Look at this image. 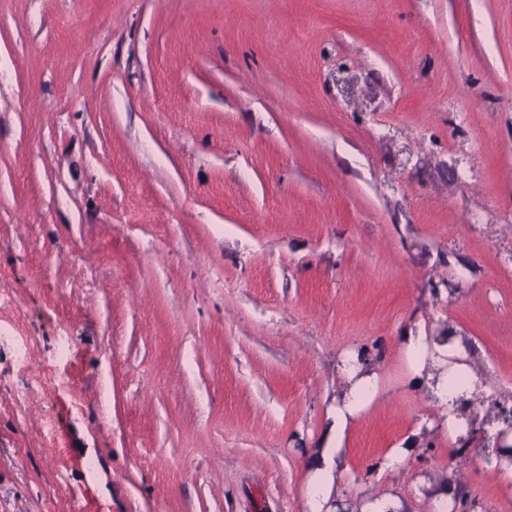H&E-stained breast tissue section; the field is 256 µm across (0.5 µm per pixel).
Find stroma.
<instances>
[{
  "label": "stroma",
  "mask_w": 512,
  "mask_h": 512,
  "mask_svg": "<svg viewBox=\"0 0 512 512\" xmlns=\"http://www.w3.org/2000/svg\"><path fill=\"white\" fill-rule=\"evenodd\" d=\"M1 290L0 512H307L357 348L343 512L416 427L406 512H512L398 343L512 404V0H0ZM457 336H426L420 329H410L399 337L400 346L408 364V383L415 389L427 394L439 404L448 406L443 430L448 438L454 441L458 426L463 422L458 419L466 405L459 402L461 398L471 399L475 384H480L476 374L466 362L467 354L454 352L461 350L457 344ZM456 354L465 359L464 362L453 363L448 367L446 355ZM437 371L433 372L432 368ZM456 401L459 403L457 411ZM368 363L365 351L356 350L349 352L341 361L340 366L347 375L349 387L342 398L336 400L332 411L333 425L330 430L333 431L331 439L334 447L321 448L312 467L305 494L309 512H333L326 505L332 492L334 465L338 478L346 430L351 421L368 408L382 391L378 375L369 370Z\"/></svg>",
  "instance_id": "obj_1"
}]
</instances>
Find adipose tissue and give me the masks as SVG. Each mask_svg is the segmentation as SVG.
I'll use <instances>...</instances> for the list:
<instances>
[{
  "label": "adipose tissue",
  "mask_w": 512,
  "mask_h": 512,
  "mask_svg": "<svg viewBox=\"0 0 512 512\" xmlns=\"http://www.w3.org/2000/svg\"><path fill=\"white\" fill-rule=\"evenodd\" d=\"M399 343L408 364L409 384L447 406L443 429L448 435H455L460 421L454 406L460 399L471 398L478 382L468 363H447V356L458 348L456 338L428 336L422 330L411 329L400 336ZM341 369L347 376L348 388L332 411L333 444L320 450L312 467L306 489L309 512H324L332 492L334 468L342 460L346 430L382 391L377 374L368 368L365 352H349L341 361Z\"/></svg>",
  "instance_id": "1"
}]
</instances>
